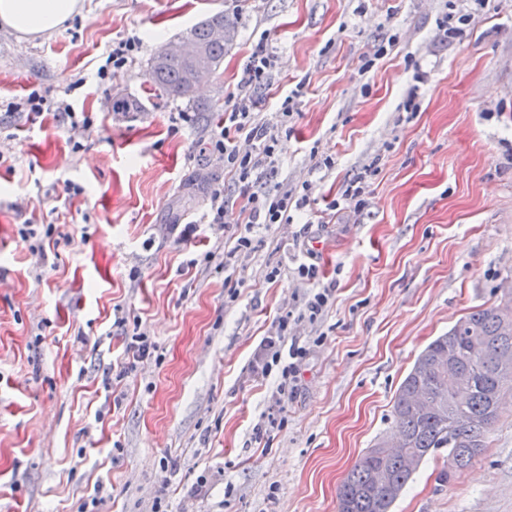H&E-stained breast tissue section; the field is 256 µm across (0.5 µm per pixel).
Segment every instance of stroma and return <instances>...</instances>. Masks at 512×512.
Masks as SVG:
<instances>
[{
    "label": "stroma",
    "instance_id": "obj_1",
    "mask_svg": "<svg viewBox=\"0 0 512 512\" xmlns=\"http://www.w3.org/2000/svg\"><path fill=\"white\" fill-rule=\"evenodd\" d=\"M82 2L50 34L0 26V101L36 91L92 120L0 115V512H81L98 483L97 512H336L348 470L392 438L417 356L472 309L503 303L512 281V0H489L450 43L436 20L453 0ZM219 12L236 30L212 82L192 102L155 90L152 53ZM132 33L135 61L100 80ZM391 34L396 46L359 76ZM263 35L277 56L264 112L304 86L267 184L312 190L293 223L255 230L251 253L228 260L210 195L245 200L205 147ZM175 112L186 121L172 125ZM317 157L333 168L314 171ZM370 164L366 208L318 224ZM30 220L70 235L45 246L55 269L21 241ZM185 224L196 231L183 242ZM311 252L335 301L322 322L297 323L310 351L296 398L278 405L276 377L250 362L276 319L299 312ZM119 307L157 344L130 371ZM268 414L284 425L255 442ZM447 466L436 450L392 512H512L511 389L483 453L443 483Z\"/></svg>",
    "mask_w": 512,
    "mask_h": 512
}]
</instances>
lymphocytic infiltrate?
Instances as JSON below:
<instances>
[{
  "label": "lymphocytic infiltrate",
  "mask_w": 512,
  "mask_h": 512,
  "mask_svg": "<svg viewBox=\"0 0 512 512\" xmlns=\"http://www.w3.org/2000/svg\"><path fill=\"white\" fill-rule=\"evenodd\" d=\"M277 59L269 52L265 40H258L243 69V76L235 92L224 102V115L216 124L210 139L209 151L224 164V171L239 186L246 203L233 209L223 188H214L210 197L211 223L242 225L234 251L250 250V234L254 228L269 224H290L295 211L303 209L308 200L311 183H303L302 194L278 185L268 189L262 181L277 161L279 145L277 128L287 126L298 114L301 89H294L284 98L275 120H267L260 112L259 93L271 86ZM248 142L249 150H240V142ZM299 278L310 285L305 300V315L309 322H317L334 302V290L319 284V269L315 264H300ZM289 315L280 316L270 334L265 336L257 349L253 370L262 375H276L275 399L284 402L294 396L298 375L309 350L293 340Z\"/></svg>",
  "instance_id": "f902f5d3"
}]
</instances>
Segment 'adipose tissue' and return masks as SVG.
<instances>
[{"label": "adipose tissue", "mask_w": 512, "mask_h": 512, "mask_svg": "<svg viewBox=\"0 0 512 512\" xmlns=\"http://www.w3.org/2000/svg\"><path fill=\"white\" fill-rule=\"evenodd\" d=\"M81 0H0V25L22 36L50 33L80 13Z\"/></svg>", "instance_id": "ef3b65f1"}]
</instances>
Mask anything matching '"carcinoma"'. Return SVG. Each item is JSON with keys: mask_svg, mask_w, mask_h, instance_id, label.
I'll return each instance as SVG.
<instances>
[{"mask_svg": "<svg viewBox=\"0 0 512 512\" xmlns=\"http://www.w3.org/2000/svg\"><path fill=\"white\" fill-rule=\"evenodd\" d=\"M221 21L235 30L232 19L215 14L187 29L202 50L196 60L152 57L151 83L171 98L191 100L195 88L189 71L198 66L217 72L231 43L216 41L212 25ZM512 297L506 304L473 311L443 336L433 340L417 357L402 381L393 406L398 448L386 441L365 452L341 482L336 512H392V507L420 464L433 451L448 449V469L439 474L451 481L485 448V435L498 416L505 385L512 384ZM464 375L465 393H454L456 373Z\"/></svg>", "mask_w": 512, "mask_h": 512, "instance_id": "carcinoma-1", "label": "carcinoma"}]
</instances>
